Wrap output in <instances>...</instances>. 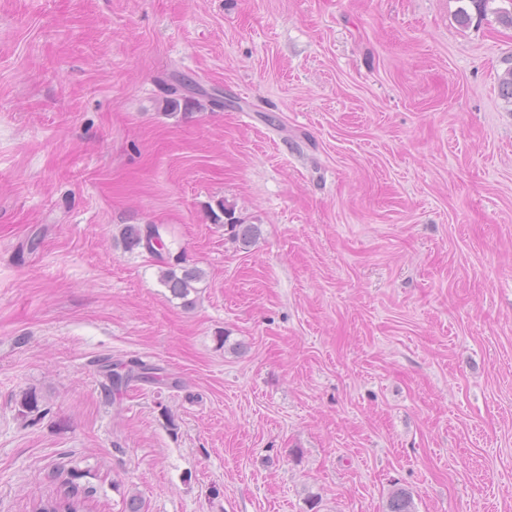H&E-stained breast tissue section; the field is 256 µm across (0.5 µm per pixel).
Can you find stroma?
Segmentation results:
<instances>
[{
    "instance_id": "1",
    "label": "stroma",
    "mask_w": 512,
    "mask_h": 512,
    "mask_svg": "<svg viewBox=\"0 0 512 512\" xmlns=\"http://www.w3.org/2000/svg\"><path fill=\"white\" fill-rule=\"evenodd\" d=\"M467 4L0 0V512H512V0ZM219 211L224 214L226 221L223 223L227 226L232 238L240 243L242 246L247 247L256 239L257 227L252 224H242L234 216L233 209H229L224 202L218 203ZM160 229L158 225H147L143 230L131 226L126 232L129 246L141 247L151 254L160 255L168 250L164 231ZM180 270V274L174 268L166 270L160 277V283L173 298L184 300L185 305H190L194 300L187 298L192 292H197L194 284L201 280L202 273L196 268L181 267ZM157 370H159V368L156 366L144 363L142 361H135L132 365L127 367V370L124 373L113 371V387H115L116 390H121V388L126 387L130 381H155L158 378V374L156 373ZM86 506L85 498L67 492L39 501L32 512H86Z\"/></svg>"
}]
</instances>
